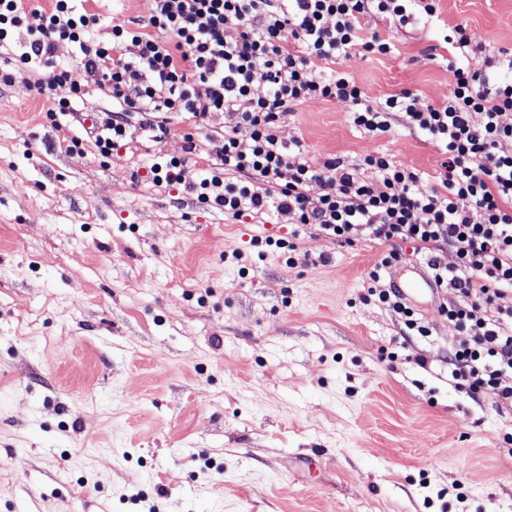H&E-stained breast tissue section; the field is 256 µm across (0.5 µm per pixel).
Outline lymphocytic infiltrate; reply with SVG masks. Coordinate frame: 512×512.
<instances>
[{
    "label": "lymphocytic infiltrate",
    "mask_w": 512,
    "mask_h": 512,
    "mask_svg": "<svg viewBox=\"0 0 512 512\" xmlns=\"http://www.w3.org/2000/svg\"><path fill=\"white\" fill-rule=\"evenodd\" d=\"M51 2L46 11L0 0V48L16 49L11 67L0 68V85L28 76L51 103L50 121L69 114L88 85L107 90L111 111L93 117L85 137L71 138L70 151L90 137L100 163H109L128 143L133 112L158 140L171 134L172 116L193 121L223 142L204 161L206 177L189 163L197 146L188 133L184 156L155 158L153 185L180 187L235 220L272 211L339 244L350 243L354 226H367L388 246L367 274L368 294L423 336L415 310L382 280L400 259L394 242L413 244L435 287L456 294L439 307L467 335L453 353V377L512 403V384L501 381L512 372V307L498 302L512 288V153L501 149L512 141L511 53L500 56L496 72L471 68L466 27L455 25L443 37L451 93L445 104L421 110L411 92L376 102L349 74L318 77L314 70L355 50L388 53V42L365 35L364 19L378 10L402 25L413 17L432 24L435 0H153L142 22L112 24L100 40L91 37L98 13L80 0ZM62 42L78 47L77 64L57 63ZM313 100L345 104L354 125L372 134L389 132L392 116L404 114L445 156L429 188L419 189L420 173L385 151L354 165L338 157L310 162L280 128L295 106ZM218 115L220 127L212 124ZM314 184L320 192L313 197ZM447 249L455 254L449 266L439 258Z\"/></svg>",
    "instance_id": "obj_1"
}]
</instances>
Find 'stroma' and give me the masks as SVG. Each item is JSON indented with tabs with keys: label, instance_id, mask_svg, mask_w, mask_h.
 <instances>
[{
	"label": "stroma",
	"instance_id": "obj_1",
	"mask_svg": "<svg viewBox=\"0 0 512 512\" xmlns=\"http://www.w3.org/2000/svg\"><path fill=\"white\" fill-rule=\"evenodd\" d=\"M437 11L466 24L473 67L512 52V0ZM366 27L390 52L337 69L379 101L447 100L437 29L378 11ZM48 106L24 80L0 89V512H512V405L455 384L465 335L442 294L413 301L425 336L366 298L384 250L366 227L341 246L225 218L143 180L191 123L104 166L68 151L80 127ZM281 134L315 161L443 160L402 120L371 136L334 101L296 106Z\"/></svg>",
	"mask_w": 512,
	"mask_h": 512
}]
</instances>
